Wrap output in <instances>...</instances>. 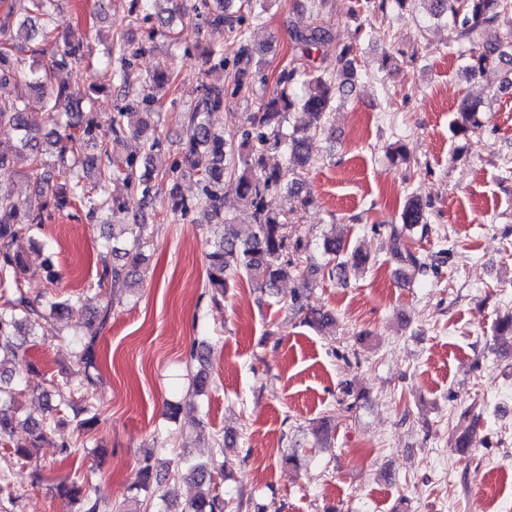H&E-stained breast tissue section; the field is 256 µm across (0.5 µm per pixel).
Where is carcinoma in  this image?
I'll return each mask as SVG.
<instances>
[{"label": "carcinoma", "mask_w": 512, "mask_h": 512, "mask_svg": "<svg viewBox=\"0 0 512 512\" xmlns=\"http://www.w3.org/2000/svg\"><path fill=\"white\" fill-rule=\"evenodd\" d=\"M165 1L172 8L160 10L165 25H171L173 15L189 18V13L179 0ZM222 6L206 13L205 22L223 25L235 38L241 37V23L245 17L261 21L268 11L269 0H242L239 9L247 15L233 11L234 0H219ZM427 5V14L443 19L456 40L470 44L465 70L475 78L489 67H507L504 83L512 86V0H365L367 12L383 17L391 8L403 10L416 3ZM60 15L59 0H8L0 6V43L9 49H0V84L14 80L21 85L20 91L11 99H0V123L11 122L20 132L17 143H0V179L16 174L15 160L22 154L33 167L48 166L43 176V185L27 207L16 205L9 191L0 182V286H19L25 266L14 245L20 239L41 229L44 214L52 196L54 206L63 209L73 203L84 206L88 215L102 214L112 209V200L102 189L105 183L123 180L127 187L143 196L154 189L152 179L139 172L135 160H119L110 146L117 145L127 133L138 135L151 132L145 146L152 152L162 144L158 122L152 106L156 93L168 87L171 74L166 66H159L150 78L148 93L141 97L132 112H122L114 118L108 130L92 117L81 121V105L93 110L94 91L79 86L55 84V74L74 68L85 57L83 42L65 36L64 48L46 54L45 45L58 35L57 28H49L43 21ZM294 50L300 56L311 58L312 51L324 47L327 56L333 58L332 67L320 70H301L296 66L283 68L277 77L276 86L264 99L258 111L250 112L244 119L242 130L231 138L212 130L208 115L224 108V88L202 85V95L194 107L183 113L186 142L181 160L174 163L167 179L170 210L181 217L186 216L193 204L180 194L179 181L186 176L197 178L201 195L197 203L204 204L220 218L214 225V240L207 254V287L211 298L218 302L224 298L228 288L238 278L246 276L259 288L269 291L278 283L287 280L309 282L312 273L328 277L346 276L351 269L368 265L369 257L358 250H350L344 241L334 234H327L322 241L325 264L312 262L306 266L288 256V215L277 201L279 192L285 190L298 198V203L308 207L311 196H300V170L311 163L309 137L301 135L303 130L325 133L327 118L336 109L337 101L346 98L355 87L356 47L354 43H336L330 25L320 22L306 29L291 33ZM28 52L32 62L28 70L19 73L21 59L17 54ZM244 66H236L233 74L236 91L249 86L250 80L261 74L263 59L253 60L252 51L242 47ZM75 105L66 124L57 118L60 101ZM48 111L51 128L41 132L27 120L33 103ZM484 112L483 101L466 98L457 108L458 119L454 123L455 134L466 135L482 126L480 114ZM271 150L285 155L284 164L268 167L265 154ZM52 162L45 161V156ZM95 171L94 181L86 185L90 171ZM236 184L239 203L252 211L255 230L250 237L242 239L234 225L223 217L224 180ZM428 220L424 205L416 198H409L398 213L397 223L387 225L389 251L392 257L407 267L413 274H422L429 268L406 246V239ZM122 263L104 265L98 281L89 288H109L111 292H123L134 287L140 280V269L145 261L146 249L150 246L147 225L139 222L124 229ZM307 288L294 289L292 307L303 314V322L320 329L331 325L335 318L327 313L306 307ZM111 308L94 311L87 323L86 331L75 338L78 369L67 373L53 385L58 404L51 407L54 414L23 421L18 417L19 390L11 383L15 371L7 366L20 362L18 347L11 337L22 340L34 335L39 320L44 318L39 305L22 292L4 296L0 302V444L15 449L21 460L32 457V449L48 439L56 426L64 423V410L73 406L74 398L84 403L81 412L85 417L77 427L88 431L95 427L99 414L92 388L97 370V346L99 334L105 328ZM190 358L199 363V368L189 375V388L199 395L208 393L211 386L210 373L203 363L200 349L194 348ZM25 428L29 438L15 439L17 429ZM224 472L215 461H198L188 467V477L202 487L181 512H226L228 502L213 492L215 473ZM166 477L155 466L152 454L144 455L137 472L134 489L145 493L147 500L166 502L162 487ZM62 499L81 504L80 512H99L98 500L92 499L84 486L75 482H63L56 486Z\"/></svg>", "instance_id": "carcinoma-1"}]
</instances>
